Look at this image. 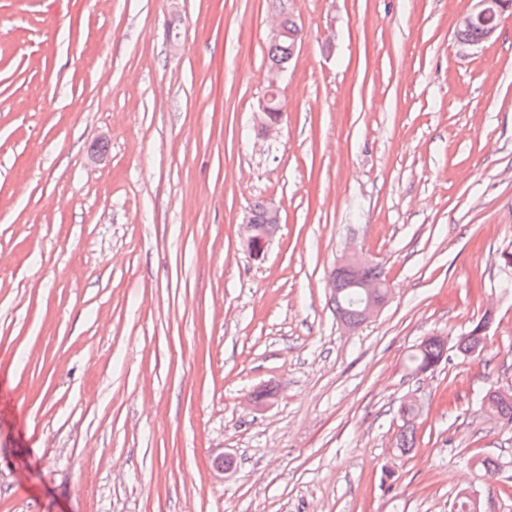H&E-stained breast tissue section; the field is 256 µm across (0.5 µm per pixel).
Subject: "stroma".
<instances>
[{
    "label": "stroma",
    "mask_w": 512,
    "mask_h": 512,
    "mask_svg": "<svg viewBox=\"0 0 512 512\" xmlns=\"http://www.w3.org/2000/svg\"><path fill=\"white\" fill-rule=\"evenodd\" d=\"M470 7L0 0V512H512V424L480 409L512 390V18L468 47ZM350 248L389 289L354 329ZM430 336L448 359L413 375ZM281 25L289 34L288 37L276 42L272 41L270 44L267 62L269 69L280 64L288 66L298 46L300 31L297 24L290 17H286L282 20ZM250 213L254 223L250 215L245 219L243 223L245 240L249 252L255 258H261L265 251L266 238L263 235L262 228L258 224L265 228L268 235L274 231V229L277 227V224H270L267 222L266 204L262 201H256L252 205Z\"/></svg>",
    "instance_id": "stroma-1"
}]
</instances>
